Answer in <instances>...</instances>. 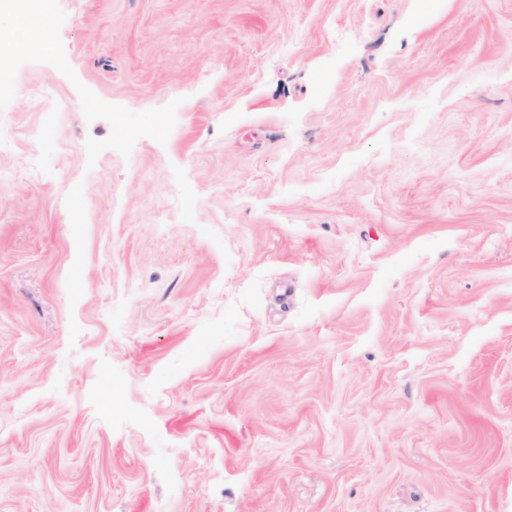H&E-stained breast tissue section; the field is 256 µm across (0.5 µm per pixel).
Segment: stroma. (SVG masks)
I'll use <instances>...</instances> for the list:
<instances>
[{"label":"stroma","instance_id":"stroma-1","mask_svg":"<svg viewBox=\"0 0 512 512\" xmlns=\"http://www.w3.org/2000/svg\"><path fill=\"white\" fill-rule=\"evenodd\" d=\"M0 512H512V0H57Z\"/></svg>","mask_w":512,"mask_h":512}]
</instances>
